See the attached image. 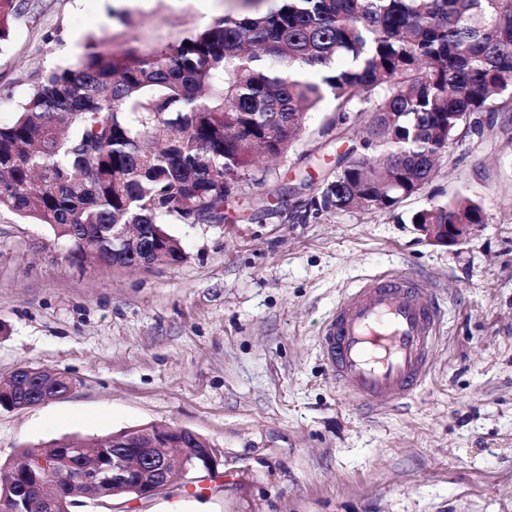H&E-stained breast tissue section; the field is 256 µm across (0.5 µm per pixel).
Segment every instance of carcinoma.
<instances>
[{
    "mask_svg": "<svg viewBox=\"0 0 512 512\" xmlns=\"http://www.w3.org/2000/svg\"><path fill=\"white\" fill-rule=\"evenodd\" d=\"M244 0L188 35L142 48L92 39L0 124V212L44 225L72 265H112L119 225L142 224L154 261L184 259L168 224H222L259 157L288 154L304 114L330 99L367 116L316 213L390 211L436 173L457 130L512 86V0ZM30 10L0 0V43ZM190 46H185V43ZM413 224H482L460 196ZM20 455L50 481L67 469Z\"/></svg>",
    "mask_w": 512,
    "mask_h": 512,
    "instance_id": "cac0c4a2",
    "label": "carcinoma"
}]
</instances>
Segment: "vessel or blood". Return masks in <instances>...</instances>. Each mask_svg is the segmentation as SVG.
Here are the masks:
<instances>
[{"mask_svg": "<svg viewBox=\"0 0 512 512\" xmlns=\"http://www.w3.org/2000/svg\"><path fill=\"white\" fill-rule=\"evenodd\" d=\"M439 309L424 285L381 275L338 302L321 337L329 373L367 403L405 397L424 382Z\"/></svg>", "mask_w": 512, "mask_h": 512, "instance_id": "b4317fda", "label": "vessel or blood"}]
</instances>
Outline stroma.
Wrapping results in <instances>:
<instances>
[{"instance_id": "stroma-1", "label": "stroma", "mask_w": 512, "mask_h": 512, "mask_svg": "<svg viewBox=\"0 0 512 512\" xmlns=\"http://www.w3.org/2000/svg\"><path fill=\"white\" fill-rule=\"evenodd\" d=\"M0 46V123L90 36L147 46L186 35L238 0H30ZM362 118L331 101L308 113L287 157L260 162L231 221L172 224L186 258L135 269L72 268L49 230L0 213V377H71L65 399L0 410V466L20 448L154 424L218 451L197 487L81 512H512V103L460 129L435 177L392 211L314 215L313 183ZM265 191L276 207L253 220ZM458 196L485 222L435 245L413 212ZM299 219H290V211ZM426 284L440 311L431 371L379 412L330 378L320 332L340 298L375 275Z\"/></svg>"}]
</instances>
